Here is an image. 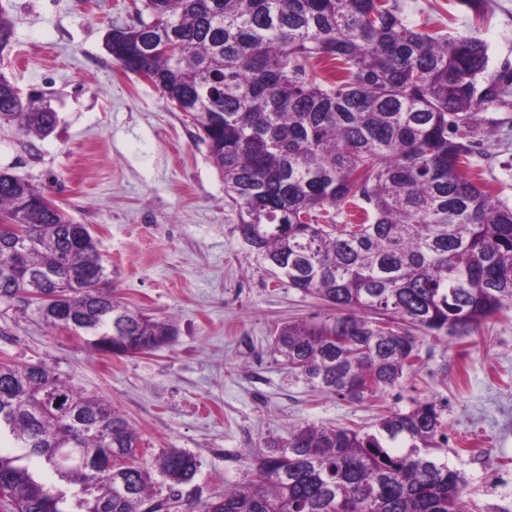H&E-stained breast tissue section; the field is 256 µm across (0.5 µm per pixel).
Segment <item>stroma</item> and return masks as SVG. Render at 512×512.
Listing matches in <instances>:
<instances>
[{"label":"stroma","mask_w":512,"mask_h":512,"mask_svg":"<svg viewBox=\"0 0 512 512\" xmlns=\"http://www.w3.org/2000/svg\"><path fill=\"white\" fill-rule=\"evenodd\" d=\"M409 22L429 17L488 48L490 73L512 76V0H401ZM132 0H0L14 24L0 71L42 93L58 116L45 138L0 127V168L51 195L101 245L118 296L131 308L172 317L175 341L152 353L106 357L47 327L35 309L0 315V362L45 364L103 397L138 432L147 457L193 454L198 471L183 504L240 483L248 452L288 424L371 426L380 407L414 398L448 403V462L465 471L481 507L512 512V312L471 337L426 338L424 364L401 388L360 403L313 391L289 376L267 337L278 324L321 314L289 288L237 231L238 212L196 137L191 117L124 71L104 48ZM471 161L499 199L512 203V107L479 111Z\"/></svg>","instance_id":"stroma-1"}]
</instances>
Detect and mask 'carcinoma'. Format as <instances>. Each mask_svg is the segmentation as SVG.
I'll return each mask as SVG.
<instances>
[{
    "mask_svg": "<svg viewBox=\"0 0 512 512\" xmlns=\"http://www.w3.org/2000/svg\"><path fill=\"white\" fill-rule=\"evenodd\" d=\"M138 2L106 51L192 116L243 242L323 304L270 336L310 388L362 402L420 372L425 337L462 339L512 311V205L470 162L477 112L512 106V80L486 79L481 40L421 31L399 0ZM164 43L178 52H151ZM2 123L43 137L57 115L0 71ZM43 197L0 171V225L26 230L0 228V304H34L52 328L71 318L106 356L171 344L175 325L114 296L88 227ZM38 291L57 299L36 304ZM447 426L448 404L433 398L381 411L372 431L291 425L197 512H481L466 473L438 456ZM2 435L0 512H174L197 470L180 448L142 461L122 414L40 364L0 362ZM60 448L122 463L65 464Z\"/></svg>",
    "mask_w": 512,
    "mask_h": 512,
    "instance_id": "obj_1",
    "label": "carcinoma"
}]
</instances>
